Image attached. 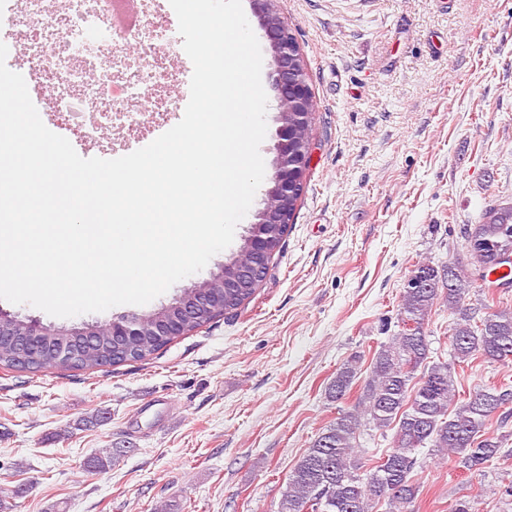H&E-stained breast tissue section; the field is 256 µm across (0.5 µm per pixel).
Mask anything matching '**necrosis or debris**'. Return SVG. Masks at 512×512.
<instances>
[{
  "label": "necrosis or debris",
  "instance_id": "necrosis-or-debris-1",
  "mask_svg": "<svg viewBox=\"0 0 512 512\" xmlns=\"http://www.w3.org/2000/svg\"><path fill=\"white\" fill-rule=\"evenodd\" d=\"M39 0H0V12L14 19L11 36L30 47L32 70L49 80L54 111L79 117L92 109L97 123L131 125L136 112L151 113L161 121L176 109L168 89L178 80L172 59L181 44L172 35L167 14L136 8L125 28L114 27L101 0H72V8L58 16L40 10ZM141 38L145 51L130 60L125 45ZM108 60L110 66L92 83H84V67Z\"/></svg>",
  "mask_w": 512,
  "mask_h": 512
}]
</instances>
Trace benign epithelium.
Wrapping results in <instances>:
<instances>
[{
  "mask_svg": "<svg viewBox=\"0 0 512 512\" xmlns=\"http://www.w3.org/2000/svg\"><path fill=\"white\" fill-rule=\"evenodd\" d=\"M276 0H251V9L263 28L272 57V82L277 90L278 122L275 158L267 179L264 206L255 215L249 239L254 249L270 252L275 244L266 225L288 224L289 203L301 193L307 178L312 141L306 138L311 123L313 93L308 71L294 34L276 9ZM208 299L196 290L175 298L181 320L160 328L164 336H179L184 324L207 308Z\"/></svg>",
  "mask_w": 512,
  "mask_h": 512,
  "instance_id": "obj_1",
  "label": "benign epithelium"
}]
</instances>
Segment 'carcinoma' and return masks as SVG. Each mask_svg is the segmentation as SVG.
<instances>
[{
	"label": "carcinoma",
	"instance_id": "1",
	"mask_svg": "<svg viewBox=\"0 0 512 512\" xmlns=\"http://www.w3.org/2000/svg\"><path fill=\"white\" fill-rule=\"evenodd\" d=\"M471 266L460 262L446 265L419 263L405 284L400 308L401 322L414 324L415 332L401 330L375 354L370 375L363 388L368 420L373 428L395 429L393 445L377 464L360 471L354 455L361 426L350 411L342 412L313 441L297 461L280 488L279 512H377L386 503L388 512H407L418 489L412 473L423 448L455 455L457 467L481 473L493 460L512 455L508 448L512 430L507 429L512 404V387L507 384L478 388L460 401L456 399V367L472 360L488 363L512 361V310L500 309L477 317L467 303L471 288L490 287V274L501 269L494 261L499 252L512 251V206L497 204L485 210L479 223L467 229ZM256 259L246 243L224 261V274L242 270ZM211 310L200 321L183 327L188 334L202 325L241 307L254 288H207ZM442 300L452 314L449 323V360L432 359L431 341L424 330L433 305ZM168 316L157 308L149 321L131 336L122 337L121 346L112 347V324L93 326L94 337L70 336V329L42 325L32 329L13 319H0V366L27 372L52 367L93 370L102 365H118L143 360L172 340L156 335L155 323ZM30 342L19 351L15 335ZM77 346L78 358L70 362L60 349ZM420 377H415L416 372ZM358 375L357 362L344 363L329 384L326 394L332 401L343 399ZM501 414L504 431L490 436L486 430L496 414ZM116 452L105 448L87 460L93 472L112 465Z\"/></svg>",
	"mask_w": 512,
	"mask_h": 512
}]
</instances>
